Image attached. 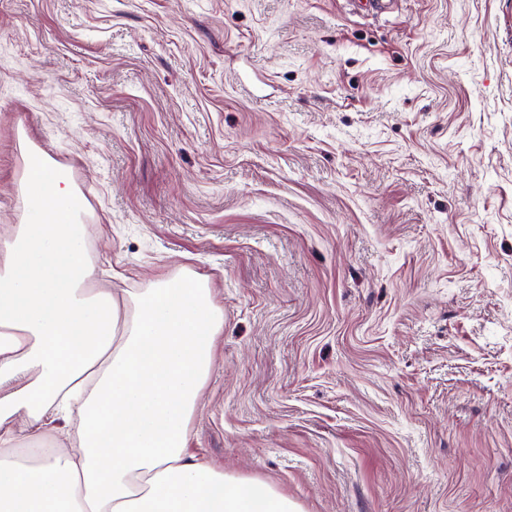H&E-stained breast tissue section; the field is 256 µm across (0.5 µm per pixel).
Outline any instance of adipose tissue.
Wrapping results in <instances>:
<instances>
[{
  "mask_svg": "<svg viewBox=\"0 0 512 512\" xmlns=\"http://www.w3.org/2000/svg\"><path fill=\"white\" fill-rule=\"evenodd\" d=\"M28 145L29 217L0 227V512H301L187 448L224 333L208 278L94 287L75 184ZM72 422L67 446L51 429ZM22 431L34 462L8 453Z\"/></svg>",
  "mask_w": 512,
  "mask_h": 512,
  "instance_id": "1",
  "label": "adipose tissue"
}]
</instances>
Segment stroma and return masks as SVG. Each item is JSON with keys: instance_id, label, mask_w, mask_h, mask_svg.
Masks as SVG:
<instances>
[{"instance_id": "stroma-1", "label": "stroma", "mask_w": 512, "mask_h": 512, "mask_svg": "<svg viewBox=\"0 0 512 512\" xmlns=\"http://www.w3.org/2000/svg\"><path fill=\"white\" fill-rule=\"evenodd\" d=\"M97 278L224 309L189 446L302 512H512V0H0Z\"/></svg>"}]
</instances>
